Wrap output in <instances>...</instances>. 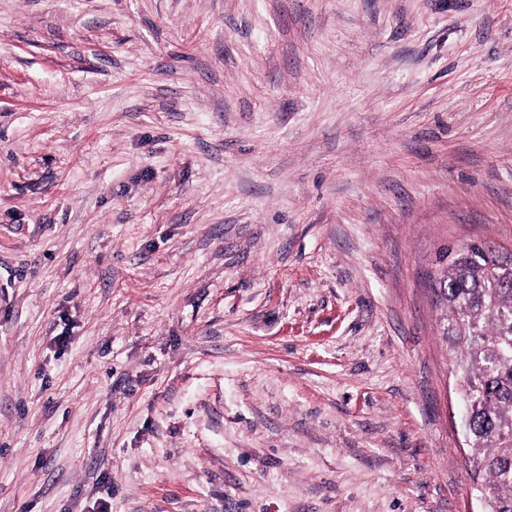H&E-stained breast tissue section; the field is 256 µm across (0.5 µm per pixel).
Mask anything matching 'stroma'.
Returning a JSON list of instances; mask_svg holds the SVG:
<instances>
[{"mask_svg":"<svg viewBox=\"0 0 512 512\" xmlns=\"http://www.w3.org/2000/svg\"><path fill=\"white\" fill-rule=\"evenodd\" d=\"M472 241L512 0H0V512H477Z\"/></svg>","mask_w":512,"mask_h":512,"instance_id":"1","label":"stroma"}]
</instances>
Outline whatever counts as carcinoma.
Returning a JSON list of instances; mask_svg holds the SVG:
<instances>
[{"label":"carcinoma","mask_w":512,"mask_h":512,"mask_svg":"<svg viewBox=\"0 0 512 512\" xmlns=\"http://www.w3.org/2000/svg\"><path fill=\"white\" fill-rule=\"evenodd\" d=\"M429 287L465 406L461 430L487 512H512V253L444 247Z\"/></svg>","instance_id":"1"}]
</instances>
